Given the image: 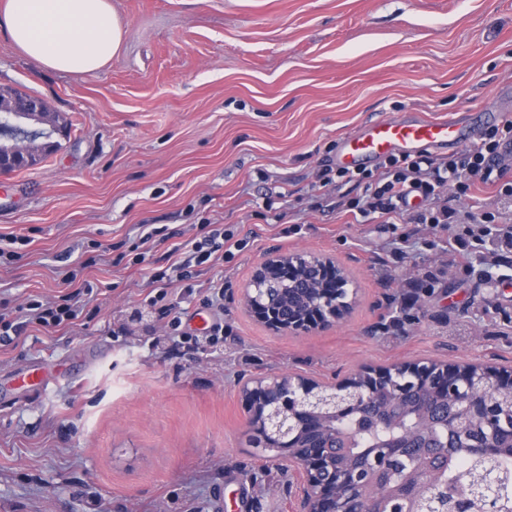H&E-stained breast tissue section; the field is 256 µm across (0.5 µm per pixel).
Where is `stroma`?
<instances>
[{
    "label": "stroma",
    "mask_w": 512,
    "mask_h": 512,
    "mask_svg": "<svg viewBox=\"0 0 512 512\" xmlns=\"http://www.w3.org/2000/svg\"><path fill=\"white\" fill-rule=\"evenodd\" d=\"M110 2L122 41L93 72L47 70L0 31V89L71 123L44 161L0 174V235L18 238L0 255V302L73 292L66 273L91 257L82 279L112 286L76 326L31 323L0 343V512H85L93 498L103 512H293L298 469L251 443L246 380L512 366V198L454 201L447 229L308 203L339 140L368 122L512 119V0ZM473 212L499 229L481 245ZM144 224L186 240L221 224L248 244L198 266L193 292L172 288L168 312L148 305L150 271L130 256ZM297 251L333 258L356 299L336 325L275 335L244 288L264 256ZM213 284L220 312L204 303ZM175 315L197 350L170 335ZM33 364L45 388L12 390Z\"/></svg>",
    "instance_id": "35a3bbf8"
}]
</instances>
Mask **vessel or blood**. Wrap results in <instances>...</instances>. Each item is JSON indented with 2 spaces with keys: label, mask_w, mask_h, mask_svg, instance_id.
I'll list each match as a JSON object with an SVG mask.
<instances>
[{
  "label": "vessel or blood",
  "mask_w": 512,
  "mask_h": 512,
  "mask_svg": "<svg viewBox=\"0 0 512 512\" xmlns=\"http://www.w3.org/2000/svg\"><path fill=\"white\" fill-rule=\"evenodd\" d=\"M475 140L473 131L457 117L377 120L341 140L336 162L350 168L391 154L414 155L426 148L455 147Z\"/></svg>",
  "instance_id": "vessel-or-blood-1"
}]
</instances>
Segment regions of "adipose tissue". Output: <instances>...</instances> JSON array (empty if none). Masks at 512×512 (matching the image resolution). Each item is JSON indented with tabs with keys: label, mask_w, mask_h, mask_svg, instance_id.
I'll use <instances>...</instances> for the list:
<instances>
[{
	"label": "adipose tissue",
	"mask_w": 512,
	"mask_h": 512,
	"mask_svg": "<svg viewBox=\"0 0 512 512\" xmlns=\"http://www.w3.org/2000/svg\"><path fill=\"white\" fill-rule=\"evenodd\" d=\"M0 28L48 69H101L118 51L122 29L109 0H8Z\"/></svg>",
	"instance_id": "adipose-tissue-1"
}]
</instances>
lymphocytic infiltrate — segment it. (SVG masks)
<instances>
[{"label": "lymphocytic infiltrate", "instance_id": "f902f5d3", "mask_svg": "<svg viewBox=\"0 0 512 512\" xmlns=\"http://www.w3.org/2000/svg\"><path fill=\"white\" fill-rule=\"evenodd\" d=\"M512 142V120L486 133L481 143L470 146L461 155L437 156L423 150L413 156H390L384 159L376 171L363 169L349 171L323 170L318 176L319 191L312 196L311 207L320 210L326 207V188L334 182H355L365 187V193L343 202L342 207L352 216L362 221L375 220L381 224L407 222L408 199L412 193H419L423 199L436 200L437 205L420 211L417 217L421 224H444L452 217L447 205L441 204L440 197L447 189H454L456 196H468L483 188H496L498 195L512 197V182L504 181L503 169L497 157L503 143ZM167 243L163 255L166 269L153 272L150 283L156 284L158 291L149 297V304L165 300L169 288L176 283L190 280L192 266L203 265L218 259L226 249L246 247V240L236 238L230 230H212L202 240L170 244L168 235L156 228H144L139 240L141 250L135 257L142 264L147 255L159 243ZM94 287L83 282L80 293H67L57 300L46 303L33 300L26 304L25 311L30 322L46 329L64 328L74 325L83 312L81 295H93Z\"/></svg>", "mask_w": 512, "mask_h": 512}]
</instances>
